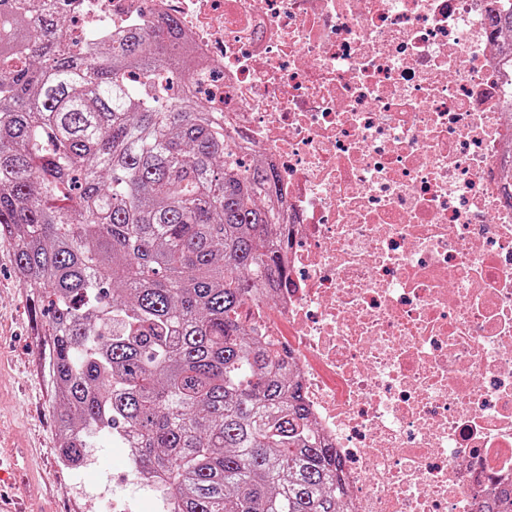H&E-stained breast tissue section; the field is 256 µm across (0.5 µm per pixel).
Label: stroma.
Returning <instances> with one entry per match:
<instances>
[{
    "label": "stroma",
    "instance_id": "35a3bbf8",
    "mask_svg": "<svg viewBox=\"0 0 512 512\" xmlns=\"http://www.w3.org/2000/svg\"><path fill=\"white\" fill-rule=\"evenodd\" d=\"M43 319L14 273L13 251L0 240V443H20L33 462L22 486L33 512H114V495L142 502L141 512H162V493L136 470L123 449L103 436L87 456L92 467L74 477L56 448L57 404L44 376L49 350L38 332Z\"/></svg>",
    "mask_w": 512,
    "mask_h": 512
}]
</instances>
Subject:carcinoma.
I'll use <instances>...</instances> for the list:
<instances>
[{
  "mask_svg": "<svg viewBox=\"0 0 512 512\" xmlns=\"http://www.w3.org/2000/svg\"><path fill=\"white\" fill-rule=\"evenodd\" d=\"M65 7L0 0V239L47 304L59 458L113 437L173 512H344L336 449L243 321L285 276L278 171L203 108L175 18L75 51Z\"/></svg>",
  "mask_w": 512,
  "mask_h": 512,
  "instance_id": "cac0c4a2",
  "label": "carcinoma"
}]
</instances>
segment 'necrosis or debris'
Wrapping results in <instances>:
<instances>
[{
  "instance_id": "4bbe7bcc",
  "label": "necrosis or debris",
  "mask_w": 512,
  "mask_h": 512,
  "mask_svg": "<svg viewBox=\"0 0 512 512\" xmlns=\"http://www.w3.org/2000/svg\"><path fill=\"white\" fill-rule=\"evenodd\" d=\"M503 0H71L75 46L178 18L205 104L281 174L288 357L348 512L512 493V36Z\"/></svg>"
}]
</instances>
